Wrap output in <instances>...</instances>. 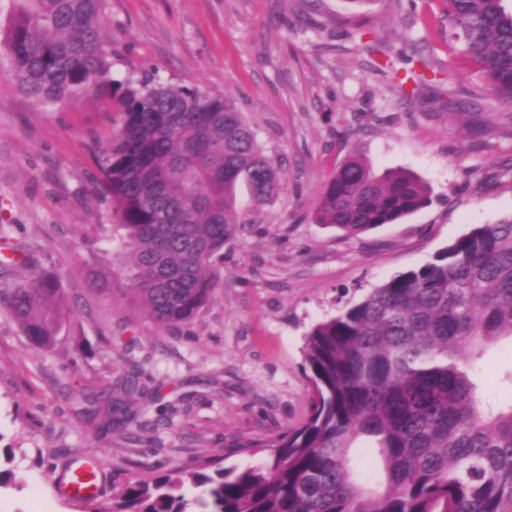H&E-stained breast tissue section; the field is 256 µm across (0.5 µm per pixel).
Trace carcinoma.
Here are the masks:
<instances>
[{
    "label": "carcinoma",
    "mask_w": 512,
    "mask_h": 512,
    "mask_svg": "<svg viewBox=\"0 0 512 512\" xmlns=\"http://www.w3.org/2000/svg\"><path fill=\"white\" fill-rule=\"evenodd\" d=\"M0 31L19 87L43 103L93 93L115 112L118 131L96 156L95 191L109 203L135 268L129 293L155 325L190 324L210 301L224 246L252 210L274 203L276 168L235 102L159 83L114 81L102 38L104 0H14ZM448 44L474 63L499 104L512 108V13L502 0H447ZM359 52L376 71L428 93L425 73L398 76L383 43ZM431 201L402 170L376 174L348 156L323 188L314 221L358 236ZM33 266L0 244V303L35 349H49L63 321L53 275L14 280ZM512 339V219L481 224L433 261L349 301L305 338L304 371L315 397L306 421L265 446L258 467L211 460L122 485L110 512H512V402L483 405L476 367L487 348ZM156 396L136 369L110 390L79 400L97 429L122 431L137 397ZM377 449L378 483L363 482L358 441Z\"/></svg>",
    "instance_id": "carcinoma-1"
}]
</instances>
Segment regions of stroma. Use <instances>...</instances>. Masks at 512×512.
<instances>
[{"mask_svg":"<svg viewBox=\"0 0 512 512\" xmlns=\"http://www.w3.org/2000/svg\"><path fill=\"white\" fill-rule=\"evenodd\" d=\"M445 0H106L112 79L144 74L233 100L277 165L281 193L224 249L223 282L185 327L162 330L131 298V268L107 203L94 192L95 144L117 129L90 93L41 104L0 55V226L58 279L68 314L56 343L30 347L0 303V448L16 481L0 512H89L114 487L166 461L220 457L261 465V444L308 417L305 335L347 301L431 262L452 240L512 217V120L471 64L448 47ZM392 58L420 52L460 103L406 105L363 63L359 35ZM352 152L375 173L410 171L430 204L358 236L317 224L314 209ZM160 398L126 430L103 434L77 413L82 393L131 367ZM512 342L482 364L484 406L512 385ZM100 463L93 503L64 496L62 476Z\"/></svg>","mask_w":512,"mask_h":512,"instance_id":"1","label":"stroma"}]
</instances>
